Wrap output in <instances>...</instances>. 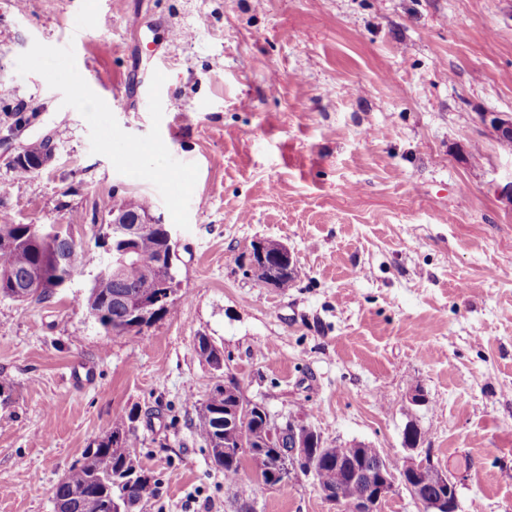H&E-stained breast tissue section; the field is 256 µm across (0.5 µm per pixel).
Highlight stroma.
Masks as SVG:
<instances>
[{
    "instance_id": "stroma-1",
    "label": "stroma",
    "mask_w": 512,
    "mask_h": 512,
    "mask_svg": "<svg viewBox=\"0 0 512 512\" xmlns=\"http://www.w3.org/2000/svg\"><path fill=\"white\" fill-rule=\"evenodd\" d=\"M488 112L512 118V0H0V214L91 247L139 194L180 243L177 310L137 343L80 306L93 264L49 301L0 298V512H55L131 412L159 479L137 512H226L195 403L228 374L330 448L400 463L416 424L459 512H512V148ZM256 239L290 248L288 287L245 276ZM242 489L335 512L307 481Z\"/></svg>"
}]
</instances>
